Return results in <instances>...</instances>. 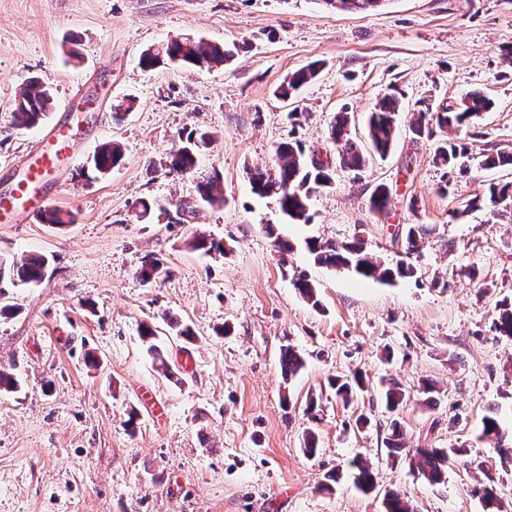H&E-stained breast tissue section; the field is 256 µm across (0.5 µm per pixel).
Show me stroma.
<instances>
[{
    "label": "stroma",
    "instance_id": "35a3bbf8",
    "mask_svg": "<svg viewBox=\"0 0 512 512\" xmlns=\"http://www.w3.org/2000/svg\"><path fill=\"white\" fill-rule=\"evenodd\" d=\"M183 35L239 51L208 71L140 67L145 49ZM511 46L512 0H383L367 12L321 0H0V190L17 178L9 160L42 133L14 125L29 79L53 92L48 121L70 116L79 138L55 201L73 223L0 221V259L48 260L43 281L0 290V307L12 308L0 316V369L21 381L0 390V512H384L389 491L419 512H483L474 489L488 473L512 504V462L481 435L492 414L512 439V339L494 330L498 301L512 299V207L483 200L512 169L436 166L432 141L408 130L421 101L453 104L479 89L493 106L466 129L468 141L477 153L512 151ZM314 60L317 76L278 98L288 75ZM394 86L404 107L391 154L358 176L340 168L329 137L336 112H350L351 136L365 143L367 113ZM76 87L93 107L65 112ZM127 96L134 109L114 118L113 102ZM198 127L211 140L195 169L161 170ZM291 134L334 168L331 186L311 196L307 224L282 223L247 175L274 166ZM108 141L124 159L100 176L88 162ZM215 174L224 202L212 206L197 185ZM381 183L390 202L378 212L369 199ZM143 198L155 203L147 222L136 209ZM477 198L481 207L467 210ZM409 224L432 228L410 256ZM201 235L223 242V254L193 247ZM278 235L294 243L290 255L277 252ZM356 236L386 262L410 260L415 276L361 280L316 264L304 247L309 237ZM148 255L169 272L146 284L135 270ZM296 272L317 302L294 288ZM173 320L193 340L176 336ZM146 325L170 374L146 350ZM288 344L305 359L290 380L280 369ZM352 372L366 392L337 401L329 380ZM426 379L437 383L429 397L419 391ZM394 382L411 394L400 412L408 447L468 450L444 484L383 444L379 392ZM146 390L159 413L141 403ZM311 395L321 400L314 419ZM309 429L313 457L303 452ZM356 455L372 467L373 492L352 482ZM332 471L341 480L324 489Z\"/></svg>",
    "mask_w": 512,
    "mask_h": 512
}]
</instances>
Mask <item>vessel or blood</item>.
<instances>
[{"instance_id":"obj_1","label":"vessel or blood","mask_w":512,"mask_h":512,"mask_svg":"<svg viewBox=\"0 0 512 512\" xmlns=\"http://www.w3.org/2000/svg\"><path fill=\"white\" fill-rule=\"evenodd\" d=\"M74 148L66 121H59L47 130L33 151L21 155L22 174L9 194L0 197V211L23 224L48 209L53 176Z\"/></svg>"}]
</instances>
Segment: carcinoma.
I'll list each match as a JSON object with an SVG mask.
<instances>
[{"label":"carcinoma","instance_id":"carcinoma-1","mask_svg":"<svg viewBox=\"0 0 512 512\" xmlns=\"http://www.w3.org/2000/svg\"><path fill=\"white\" fill-rule=\"evenodd\" d=\"M334 8L352 12H365L379 6L380 0H324ZM234 57L233 49L226 45H211L191 37L179 41L171 40L157 48H148L141 54L140 65L153 68L159 64H175L182 67L211 69L222 65ZM320 62L314 61L291 73L278 87L277 94L282 99L292 97L303 85L314 79ZM403 93L392 87L375 104L367 120V139L371 153L385 159L391 153L396 135V117L401 111ZM52 94L49 88L38 80L31 81L21 92L15 110L16 124L21 128H30L40 124L51 107ZM492 108V100L481 90H472L454 105L423 104L418 118L410 126L414 138L431 137L433 127L456 129L471 124L483 113ZM350 116L338 112L334 116L330 135L338 145L339 163L342 167L360 172L368 162L363 148L350 136ZM209 134L193 129L166 156L165 169L172 174L183 175L190 172L196 164L200 147L205 145ZM472 144L464 137L452 141L442 139L434 149L433 161L436 165L452 169L462 159L470 157ZM277 163L272 168L257 167L249 172V180L254 194L261 198H271L279 206L283 215L293 224H306L310 221L308 202L314 191L327 187L332 182L329 167L323 162L309 159L300 140L290 137L276 147ZM124 158L120 145L108 142L103 144L92 159L94 172L104 175L120 165ZM480 166L488 169L512 166V152L499 151L495 154L481 155ZM201 201L209 204L224 203V187L216 176L210 177L197 186ZM489 201L493 204L512 202V181L492 183L488 187ZM389 202V188L385 184L377 185L370 197L371 208L382 211ZM42 223L62 226L73 222V216L56 208L48 209L40 216ZM430 233L427 224H410L405 230V251L414 254L419 251L423 240ZM308 253L314 262L329 268L347 269L362 278L391 284L398 279L415 276V267L407 262L394 266L386 265L379 256L366 249L363 241L354 239L338 242L311 238L306 241ZM46 272V260L32 257L26 262L10 264L0 263V282L31 284L40 282ZM167 273L163 260L156 256H145L136 270V274L145 283H151L161 274ZM495 331L502 337L512 338V301L499 303V314L494 323ZM141 336L147 343V351L161 364L166 359L161 348L154 342L155 333L145 326ZM305 367L304 359L292 345L283 346L281 370L288 377H295ZM330 388L335 398L348 403L357 394L366 391L363 377L357 373L352 376H337L331 380ZM411 394L398 384L390 385L384 393L386 408L397 413L408 403ZM482 433L493 443V449L500 456H511L512 447L502 444L501 427L496 417L483 418ZM405 429L399 418L394 417L387 425L385 446L389 454L397 456L405 451L403 444ZM413 459L419 472L434 485L445 483L448 465L467 456L465 448H414ZM350 466L355 470L354 484L363 491L375 488V479L370 465L361 458H354ZM474 492L482 501L485 512H503L504 504L499 496L496 481L491 476L479 483ZM385 512H416L414 505L398 492H388L384 496Z\"/></svg>","mask_w":512,"mask_h":512}]
</instances>
